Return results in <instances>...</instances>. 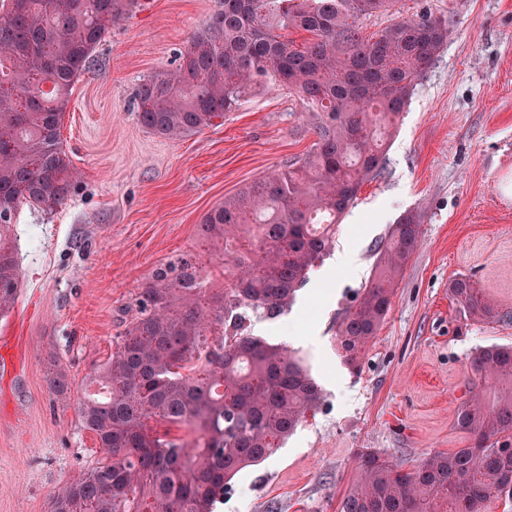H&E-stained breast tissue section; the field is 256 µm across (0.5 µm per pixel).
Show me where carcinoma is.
<instances>
[{
	"mask_svg": "<svg viewBox=\"0 0 512 512\" xmlns=\"http://www.w3.org/2000/svg\"><path fill=\"white\" fill-rule=\"evenodd\" d=\"M396 0H219L173 70L136 92L140 124L186 137L233 112L250 85L271 84L317 108L309 154L241 189L198 225L224 251L227 288H212L192 257L157 268L107 360L86 378L79 429L103 457L52 496V512H214L233 478L262 463L323 402L310 366L283 344L248 333L252 318L285 314L331 251L336 227L363 182L386 163L418 77L448 43L449 21L397 16L372 37L361 18ZM139 0H0V312L17 294L7 239L21 203L65 204L72 164L60 125L74 79L94 66L112 24ZM297 29L310 34L298 43ZM421 216L401 214L376 247L371 279L336 324L344 363L355 370L417 249ZM450 295L466 320L511 321L468 277ZM477 379L456 413L471 443L435 452L405 471L362 448L358 484L339 512H488L512 490V346L476 351ZM49 388L72 392L55 365ZM165 426L159 431L151 423ZM186 431V441L170 428Z\"/></svg>",
	"mask_w": 512,
	"mask_h": 512,
	"instance_id": "1",
	"label": "carcinoma"
}]
</instances>
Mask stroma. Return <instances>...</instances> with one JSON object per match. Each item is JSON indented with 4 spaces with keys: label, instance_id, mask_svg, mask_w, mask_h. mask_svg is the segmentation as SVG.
I'll return each mask as SVG.
<instances>
[{
    "label": "stroma",
    "instance_id": "stroma-1",
    "mask_svg": "<svg viewBox=\"0 0 512 512\" xmlns=\"http://www.w3.org/2000/svg\"><path fill=\"white\" fill-rule=\"evenodd\" d=\"M216 6L142 0L110 28L63 117L74 171L66 204L21 205L9 227L19 283L0 336L19 342L17 368L0 372V512H50L52 495L102 456L77 428L75 399L50 391V357L83 387L143 283L178 257H195L213 287L227 286L223 257L199 245L203 216L315 141V112L265 86L247 88L223 123L184 138L141 126L139 83L175 68ZM395 9L449 19L448 43L419 78L386 167L362 185L332 255L287 314L250 328L308 360L322 405L274 456L235 477L216 512H338L357 482L358 449L410 470L428 454L467 447L456 409L473 377L468 359L512 345V321H464L448 293L467 276L512 309V0H397ZM408 210L422 217L419 246L359 368L349 369L336 323L367 283L377 242Z\"/></svg>",
    "mask_w": 512,
    "mask_h": 512
}]
</instances>
